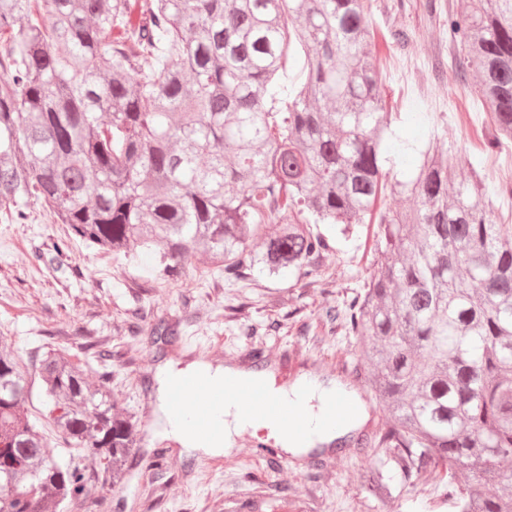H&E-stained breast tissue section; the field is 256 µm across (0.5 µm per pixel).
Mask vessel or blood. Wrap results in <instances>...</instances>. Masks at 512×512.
Segmentation results:
<instances>
[{
	"mask_svg": "<svg viewBox=\"0 0 512 512\" xmlns=\"http://www.w3.org/2000/svg\"><path fill=\"white\" fill-rule=\"evenodd\" d=\"M168 407L174 417L185 419L189 432L209 439L221 431L213 416L216 408L235 406L244 416H263L278 421L295 434L305 428L303 413L287 403L274 399L265 386L247 382L214 385L202 373L190 374L175 382L169 389Z\"/></svg>",
	"mask_w": 512,
	"mask_h": 512,
	"instance_id": "obj_1",
	"label": "vessel or blood"
}]
</instances>
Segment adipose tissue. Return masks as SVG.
<instances>
[{
  "label": "adipose tissue",
  "mask_w": 512,
  "mask_h": 512,
  "mask_svg": "<svg viewBox=\"0 0 512 512\" xmlns=\"http://www.w3.org/2000/svg\"><path fill=\"white\" fill-rule=\"evenodd\" d=\"M188 370L207 372L213 381L218 384L227 380H260L262 384L269 386L270 393L274 398L302 408L312 422L309 431L299 436L285 432L276 423L263 417L244 419L236 408L229 405L221 413L224 424L223 436L204 441L185 431L183 425L175 420L170 413H163L164 435L192 450H200L211 455L228 452L234 446L235 436L240 431L249 429L256 433L269 432L282 450L298 455L308 452L315 445L328 444L343 437L350 430L361 425L367 418L364 403L354 392L347 390L340 382L324 380L317 375L307 373L298 377L291 386L276 387L273 386L271 375L267 371H244L231 366L215 367L203 361L192 362L184 370L173 367L162 369L157 375L159 396H166L170 382L183 376L184 372ZM334 396L341 397L350 403V417L345 421L331 425L319 424L318 418L327 401Z\"/></svg>",
  "instance_id": "adipose-tissue-1"
}]
</instances>
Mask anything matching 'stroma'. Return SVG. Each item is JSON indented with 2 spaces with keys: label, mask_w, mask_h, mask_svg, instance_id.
<instances>
[{
  "label": "stroma",
  "mask_w": 512,
  "mask_h": 512,
  "mask_svg": "<svg viewBox=\"0 0 512 512\" xmlns=\"http://www.w3.org/2000/svg\"><path fill=\"white\" fill-rule=\"evenodd\" d=\"M450 2L368 0V20L378 35L371 58L382 75L387 109L396 115L392 141L417 148L396 174L410 178L420 164L419 148L436 137L451 147L455 175L475 169L491 184L494 164L512 162V143L484 154L493 125L481 112L465 122L456 109L472 92L470 83L456 76L448 53ZM396 32L406 34L405 44L394 42ZM414 112L422 113V120H411ZM27 211L22 224L0 218V340L28 362L55 348L69 351L90 372L111 371L114 399L138 423L125 483L105 489L101 473L91 474L90 512H143L147 496L153 512H233L238 503L262 497L286 502L288 512H451L434 479L418 485L394 481L383 502L370 498L362 484L365 468L392 472L388 450L370 443L384 412L374 408L368 387L352 373L360 364L356 336L342 328L325 330L322 323L330 313L345 312L373 270L365 230L349 239L333 235L321 257L320 284L291 274L231 281L201 253L177 277L165 278L153 257L120 263L69 238L66 225L57 223L42 201L31 200ZM60 241L68 245L73 268L66 278L33 260L35 251ZM140 309L149 312L152 324H167L169 335L152 334L135 317ZM247 349L268 356L280 384L303 372L351 383L372 409L368 424L341 449L276 460L265 454L274 439L255 437L248 429L220 456L189 452L165 438L156 373L195 360L230 365ZM103 352L110 360L100 361Z\"/></svg>",
  "instance_id": "1"
}]
</instances>
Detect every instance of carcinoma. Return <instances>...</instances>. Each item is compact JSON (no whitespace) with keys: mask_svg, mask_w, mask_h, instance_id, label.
Masks as SVG:
<instances>
[{"mask_svg":"<svg viewBox=\"0 0 512 512\" xmlns=\"http://www.w3.org/2000/svg\"><path fill=\"white\" fill-rule=\"evenodd\" d=\"M367 13L366 0H0V213L21 223L41 200L118 261L150 254L167 277L201 250L229 279H315L331 247L319 225L347 238L377 222L346 322L386 411L373 442L403 482L447 476L455 512H512V225L477 170L448 193L436 137L413 179L390 178ZM448 42L494 124L485 148L512 141V0H455ZM387 193L413 205L376 212ZM66 258L35 253L62 272ZM36 369L39 417L27 363L0 343V512L83 509L87 463L122 484L138 423L109 373L92 384L58 349ZM362 483L390 494L373 468Z\"/></svg>","mask_w":512,"mask_h":512,"instance_id":"carcinoma-1","label":"carcinoma"}]
</instances>
